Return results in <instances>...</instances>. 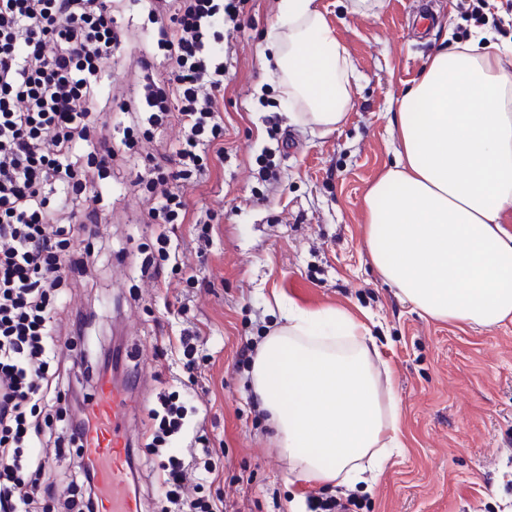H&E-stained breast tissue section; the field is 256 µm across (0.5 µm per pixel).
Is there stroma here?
I'll return each mask as SVG.
<instances>
[{
    "mask_svg": "<svg viewBox=\"0 0 512 512\" xmlns=\"http://www.w3.org/2000/svg\"><path fill=\"white\" fill-rule=\"evenodd\" d=\"M318 3L354 70L345 122L325 134L293 120L279 73L264 63L281 0H249L231 33L224 162L206 183L184 188L192 216L210 217L212 243L199 253L191 225H181V270L166 272L160 285L142 277V260L158 248L142 199L154 157L179 133L172 127L150 142L135 134L131 160L115 163L111 193L89 202L107 216L99 239L112 254L91 258L95 285L74 287L71 304L111 307L89 334L120 347L121 373L139 378L152 398L182 391L187 378L177 358L158 354L156 329L174 340L189 324L202 330V376L183 393L188 405L207 406V435L224 456L203 494L223 498L228 512H289L299 491L254 396L251 366L236 360L243 344L257 345L283 324L290 305L349 311L392 369L404 446L356 486L359 512H512V322L483 329L425 317L381 280L364 241V199L395 161L393 118L404 89L438 47L511 43L512 0H432L433 22L414 36L405 27L418 0H381L366 14L351 11L350 0ZM112 16L131 24L132 42L109 63L104 90L112 102L99 115L108 134L136 103L137 58L153 47L135 0H118ZM168 300L185 303L186 315H168ZM130 418L143 507L161 512L145 402L133 400Z\"/></svg>",
    "mask_w": 512,
    "mask_h": 512,
    "instance_id": "1",
    "label": "stroma"
}]
</instances>
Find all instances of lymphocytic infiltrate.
Here are the masks:
<instances>
[{
    "label": "lymphocytic infiltrate",
    "instance_id": "obj_1",
    "mask_svg": "<svg viewBox=\"0 0 512 512\" xmlns=\"http://www.w3.org/2000/svg\"><path fill=\"white\" fill-rule=\"evenodd\" d=\"M248 2L138 0L162 52L138 60V117L181 131L173 154L153 166L151 220L185 223L175 182L210 174L224 132L222 30ZM121 42L112 0H0V512H30L53 495V459L82 453L91 429L92 395L48 375L61 352H76L91 315L75 312L63 337L51 313L66 308L67 278L82 271L98 238L102 215L87 207V192L103 190L116 150L96 106ZM42 403L71 405L65 439L39 421ZM199 413L172 396L149 411L160 495L176 512H224L223 499L188 492L218 477L223 449L202 428L189 448L171 449Z\"/></svg>",
    "mask_w": 512,
    "mask_h": 512
}]
</instances>
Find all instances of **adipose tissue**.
<instances>
[{
    "label": "adipose tissue",
    "instance_id": "1",
    "mask_svg": "<svg viewBox=\"0 0 512 512\" xmlns=\"http://www.w3.org/2000/svg\"><path fill=\"white\" fill-rule=\"evenodd\" d=\"M282 95L337 128L353 98L344 47L317 0H283L270 36ZM396 163L365 197L384 282L434 320H512V69L499 53L439 48L398 102ZM251 365L261 408L299 479L342 486L401 447L368 328L346 310L294 309Z\"/></svg>",
    "mask_w": 512,
    "mask_h": 512
}]
</instances>
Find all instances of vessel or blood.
<instances>
[{
  "mask_svg": "<svg viewBox=\"0 0 512 512\" xmlns=\"http://www.w3.org/2000/svg\"><path fill=\"white\" fill-rule=\"evenodd\" d=\"M103 401L99 413L98 440L86 457L98 464V480L108 488L100 512H141L139 499L128 490L129 464L126 452L131 437L124 426L128 397L124 390L102 382Z\"/></svg>",
  "mask_w": 512,
  "mask_h": 512,
  "instance_id": "b4317fda",
  "label": "vessel or blood"
}]
</instances>
